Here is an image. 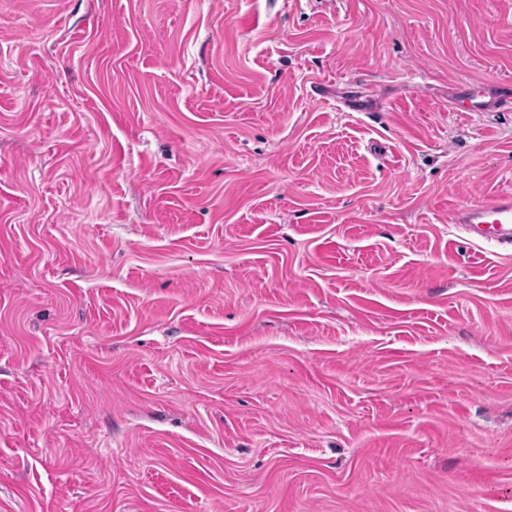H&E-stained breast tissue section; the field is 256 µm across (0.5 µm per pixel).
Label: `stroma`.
<instances>
[{"label":"stroma","instance_id":"stroma-1","mask_svg":"<svg viewBox=\"0 0 512 512\" xmlns=\"http://www.w3.org/2000/svg\"><path fill=\"white\" fill-rule=\"evenodd\" d=\"M509 95L512 0H0V512H512ZM451 221L462 224L474 237L493 240L512 250V194H500L490 201L465 204L452 211Z\"/></svg>","mask_w":512,"mask_h":512}]
</instances>
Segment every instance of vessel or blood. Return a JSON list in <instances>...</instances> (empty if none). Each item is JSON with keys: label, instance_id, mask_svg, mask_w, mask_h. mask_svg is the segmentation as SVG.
<instances>
[{"label": "vessel or blood", "instance_id": "1", "mask_svg": "<svg viewBox=\"0 0 512 512\" xmlns=\"http://www.w3.org/2000/svg\"><path fill=\"white\" fill-rule=\"evenodd\" d=\"M451 220L463 225L474 237L493 240L498 246L512 250L511 193L460 206L453 210Z\"/></svg>", "mask_w": 512, "mask_h": 512}]
</instances>
